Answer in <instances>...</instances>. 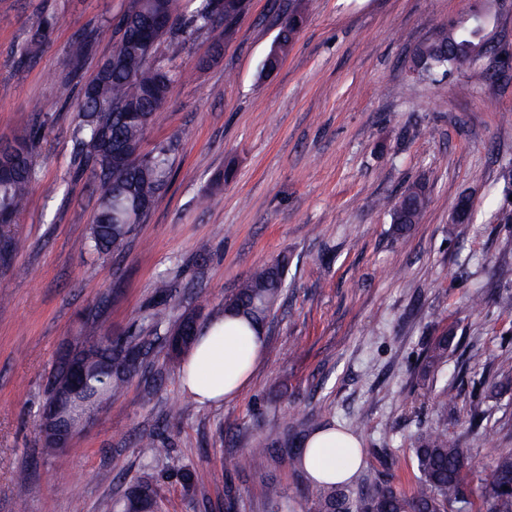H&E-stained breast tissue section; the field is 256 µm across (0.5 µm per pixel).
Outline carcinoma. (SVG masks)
<instances>
[{
    "label": "carcinoma",
    "mask_w": 512,
    "mask_h": 512,
    "mask_svg": "<svg viewBox=\"0 0 512 512\" xmlns=\"http://www.w3.org/2000/svg\"><path fill=\"white\" fill-rule=\"evenodd\" d=\"M243 0H199L194 13L182 18L179 0H132L121 16L122 37L99 66L96 74L85 82L78 102L81 124L78 128L80 156L98 182L99 197L88 242L100 254H120L136 225L146 221L157 199L169 185L171 142L158 143L152 152L133 157L123 165L112 161V146L136 149L161 111L175 73L155 58L160 39L179 31L187 37L216 23H227L228 16L238 18ZM304 14L296 10L284 21L269 55L280 59L288 43L304 24ZM58 23L55 12L41 13L27 44L19 55V63L36 62L38 52L47 45ZM482 24L474 17L468 26H442L430 39L417 46L409 60V70L421 77L434 78L451 72H466L482 55ZM98 34L93 30L75 33L69 45V74L58 85L59 99L68 101L73 81L84 61L93 54ZM32 133L15 141L17 156L12 167L0 172V258L16 251L17 241L10 227L17 224L25 210L36 172L32 158ZM425 187L413 183L394 196L381 198L377 206L384 210L395 233L403 237L412 225L421 223L427 208ZM288 257L254 267L224 297V313L249 323L264 325L285 288ZM492 304L502 313H512V291H499L489 296L477 292L473 304L482 308ZM202 311L184 310L164 336L169 354L176 357L188 349L198 333ZM455 339L451 330L433 340L421 367L427 375L448 357V346ZM89 347L74 348L83 355L90 377L91 390L81 394L80 401L105 402L123 389L142 365L126 366L120 360L121 340L109 346L102 337L90 333L85 337ZM66 380L64 358H59L46 387V401L52 399V386ZM460 394L443 387L438 394V421L417 432L412 449L418 471L415 491L407 496L392 483L374 479L354 490L345 482H315L307 496L308 512H512V448H498L494 467L481 486L482 503L472 500L476 475L469 449L463 439L478 431L487 419L480 405H471L468 426L460 433L448 431V417L455 415ZM324 428L307 417L297 426L283 430L275 440L251 450L248 467L261 471L274 460L272 448L291 444L309 429ZM268 512H283L284 492L275 483L266 487ZM122 509L160 512L158 491L149 480L129 488Z\"/></svg>",
    "instance_id": "cac0c4a2"
}]
</instances>
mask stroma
Instances as JSON below:
<instances>
[{
    "mask_svg": "<svg viewBox=\"0 0 512 512\" xmlns=\"http://www.w3.org/2000/svg\"><path fill=\"white\" fill-rule=\"evenodd\" d=\"M129 5L0 0V87L9 89L0 145L40 129L36 180L12 228L20 245L0 265V512H99L143 478L158 485L163 512H267L270 482L285 490L288 512H306L309 479L293 462L303 441L260 472L245 458L312 412L356 430L363 464L353 483L389 478L410 494L417 427L437 420L444 387L461 396L449 429L466 426L473 400L491 413L470 451L487 476L495 449L512 448V393L481 396L483 378L512 368V315L471 299L482 285L512 290V223L494 218L512 162V78L496 74L512 56V0H245L231 32L165 36L156 56L178 75L141 150L174 143L169 187L122 254L100 255L87 242L97 188L75 150L77 103L60 102L57 84L83 28L99 39L78 80L93 77ZM45 8L59 16L52 41L35 65L17 66ZM297 9L304 27L274 74L260 77ZM474 14L492 54L439 85L410 72L422 41ZM218 40L222 52L210 58ZM415 182L429 202L400 238L375 202ZM463 194L474 220L451 223ZM283 255L287 289L249 387L219 405L187 397L149 320L157 283L171 285L170 320L194 306L208 320L254 266ZM92 317L105 335L144 338L152 350L143 374L75 431L70 451L49 454L45 383ZM448 328L446 362L421 376L428 346ZM473 349L482 365L468 363ZM145 433L157 440L148 458L136 446ZM189 470L204 483L187 486Z\"/></svg>",
    "mask_w": 512,
    "mask_h": 512,
    "instance_id": "1",
    "label": "stroma"
}]
</instances>
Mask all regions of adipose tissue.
<instances>
[{
	"instance_id": "ef3b65f1",
	"label": "adipose tissue",
	"mask_w": 512,
	"mask_h": 512,
	"mask_svg": "<svg viewBox=\"0 0 512 512\" xmlns=\"http://www.w3.org/2000/svg\"><path fill=\"white\" fill-rule=\"evenodd\" d=\"M262 328L239 319L215 316L202 329L182 367V391L199 403H221L240 395L250 384L265 351ZM358 440L333 428L315 431L297 461L309 479L350 480L361 465Z\"/></svg>"
}]
</instances>
